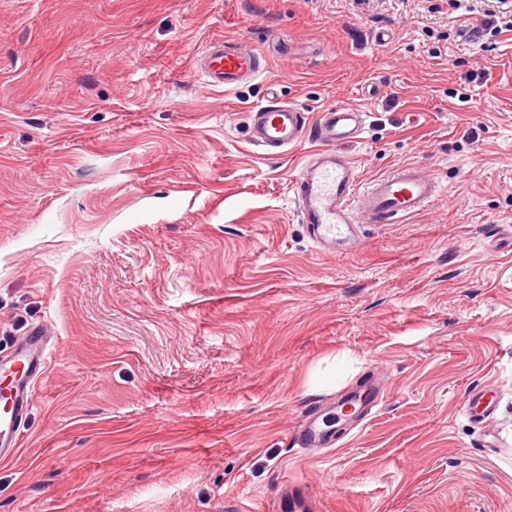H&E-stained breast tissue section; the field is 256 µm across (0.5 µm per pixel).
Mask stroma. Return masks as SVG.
I'll list each match as a JSON object with an SVG mask.
<instances>
[{
  "label": "stroma",
  "instance_id": "35a3bbf8",
  "mask_svg": "<svg viewBox=\"0 0 512 512\" xmlns=\"http://www.w3.org/2000/svg\"><path fill=\"white\" fill-rule=\"evenodd\" d=\"M445 0H0V352L53 331L0 512H512V37ZM269 59L233 92L194 65ZM363 108L361 182L448 186L319 250L308 145L250 141L268 83ZM377 380L322 448L310 407ZM483 415L466 412L475 393ZM267 65L262 52L244 49L235 40L218 39L208 44L198 69L212 87L233 92L256 80ZM327 415L318 408H313L303 424L294 430L292 438L301 447H316L325 442L330 426L327 425Z\"/></svg>",
  "mask_w": 512,
  "mask_h": 512
}]
</instances>
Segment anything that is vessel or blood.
Listing matches in <instances>:
<instances>
[{
    "mask_svg": "<svg viewBox=\"0 0 512 512\" xmlns=\"http://www.w3.org/2000/svg\"><path fill=\"white\" fill-rule=\"evenodd\" d=\"M267 65L262 52L242 48L230 39H218L208 44L198 69L212 87L232 92L256 80ZM363 132L364 112L360 108L336 104L312 116L281 102L273 89L253 114L251 140L256 146L281 154L305 142L312 144L292 190L300 220L320 248L349 244L356 232L355 214L364 215L372 224H396L446 191L438 177L416 164L400 166L369 186L359 187L357 168L346 148L358 142ZM48 336L46 326H34L14 356L0 362V372L9 375L12 383L10 406L0 410L2 460L19 450L31 391L49 366ZM329 432L325 414L314 408L292 437L301 447H315L325 442Z\"/></svg>",
    "mask_w": 512,
    "mask_h": 512,
    "instance_id": "1",
    "label": "vessel or blood"
}]
</instances>
